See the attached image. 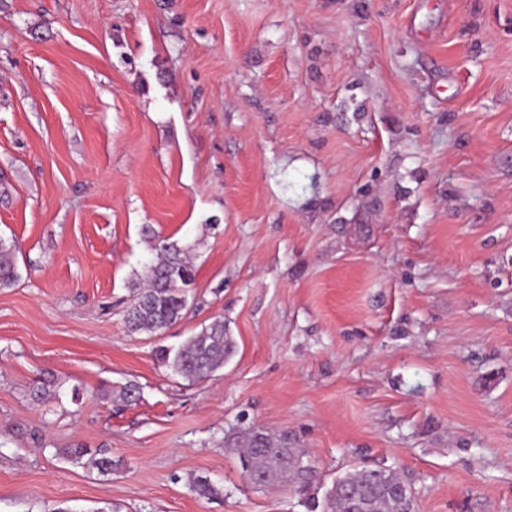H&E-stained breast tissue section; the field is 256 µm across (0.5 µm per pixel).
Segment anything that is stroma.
<instances>
[{
  "mask_svg": "<svg viewBox=\"0 0 512 512\" xmlns=\"http://www.w3.org/2000/svg\"><path fill=\"white\" fill-rule=\"evenodd\" d=\"M145 224L195 267L156 335ZM0 237V512H307L243 481L242 422L323 488L512 512V0H0ZM217 319L214 376L157 361ZM19 278L16 254L11 245L0 239V288H10ZM63 455L74 464L95 469L99 474L106 476L112 475V471L121 466L120 460L112 459L109 448H98L92 452L88 448L77 446L76 448L65 449ZM85 457L87 458L83 462ZM417 511L412 489L384 466L361 468L338 477L325 493L321 512ZM189 486L199 498L206 500L224 498V488L207 475L193 476L189 481Z\"/></svg>",
  "mask_w": 512,
  "mask_h": 512,
  "instance_id": "1",
  "label": "stroma"
}]
</instances>
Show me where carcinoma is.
<instances>
[{"label": "carcinoma", "instance_id": "cac0c4a2", "mask_svg": "<svg viewBox=\"0 0 512 512\" xmlns=\"http://www.w3.org/2000/svg\"><path fill=\"white\" fill-rule=\"evenodd\" d=\"M153 258L131 282L133 298L126 310L125 325L133 334H155L175 324L186 308L185 291L194 281L186 247L162 237L148 226L142 229ZM19 278L16 254L0 239V288H10ZM224 321L216 320L182 345L160 347L158 360L174 375L187 381L205 380L224 368L234 352ZM224 449L237 456L243 479L256 489L289 490L306 499L316 512V469L306 453L291 447L288 433H271L254 425L236 426L224 435ZM68 461L110 475L120 461L107 448L90 451L67 448ZM191 491L206 500L224 497V488L207 475L189 481ZM417 509L412 489L387 467L361 468L338 477L325 493L322 512H413Z\"/></svg>", "mask_w": 512, "mask_h": 512}]
</instances>
